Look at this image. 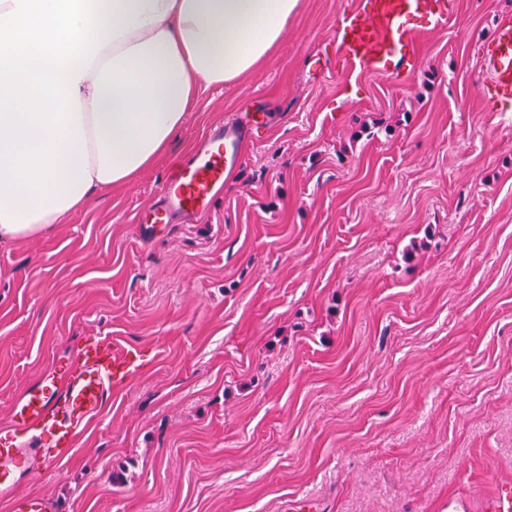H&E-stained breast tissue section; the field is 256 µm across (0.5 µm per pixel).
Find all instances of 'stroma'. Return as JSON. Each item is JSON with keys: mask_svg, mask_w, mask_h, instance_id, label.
Wrapping results in <instances>:
<instances>
[{"mask_svg": "<svg viewBox=\"0 0 512 512\" xmlns=\"http://www.w3.org/2000/svg\"><path fill=\"white\" fill-rule=\"evenodd\" d=\"M169 154L44 237L0 241V424L110 337L136 373L23 494L63 512H446L512 479V112L480 56L512 0L408 22L412 65L337 56L356 0H299ZM269 122L210 207L148 240L213 124ZM123 470L125 482L112 480Z\"/></svg>", "mask_w": 512, "mask_h": 512, "instance_id": "obj_1", "label": "stroma"}]
</instances>
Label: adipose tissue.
Masks as SVG:
<instances>
[{"instance_id":"1","label":"adipose tissue","mask_w":512,"mask_h":512,"mask_svg":"<svg viewBox=\"0 0 512 512\" xmlns=\"http://www.w3.org/2000/svg\"><path fill=\"white\" fill-rule=\"evenodd\" d=\"M299 0H0V241L34 240L167 153L201 90Z\"/></svg>"}]
</instances>
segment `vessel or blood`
I'll use <instances>...</instances> for the list:
<instances>
[{"mask_svg": "<svg viewBox=\"0 0 512 512\" xmlns=\"http://www.w3.org/2000/svg\"><path fill=\"white\" fill-rule=\"evenodd\" d=\"M456 0H358L337 24L336 51L353 67L379 70L404 58L405 22L413 17L440 22L450 18ZM488 91L501 108L512 106V15L496 20L493 39L481 58ZM264 124L254 113L211 126L194 155L163 183L161 201L145 225L152 238L169 228L173 215L204 211L224 186V177L241 161V147ZM135 369L133 354L97 340L83 351L57 361L14 401L11 419L0 426V502L8 512H58L52 498L22 494L30 474L51 470L56 460L44 448V436L69 443L111 403L122 376ZM448 512H512V480L503 479L480 499L455 496Z\"/></svg>", "mask_w": 512, "mask_h": 512, "instance_id": "b4317fda", "label": "vessel or blood"}]
</instances>
